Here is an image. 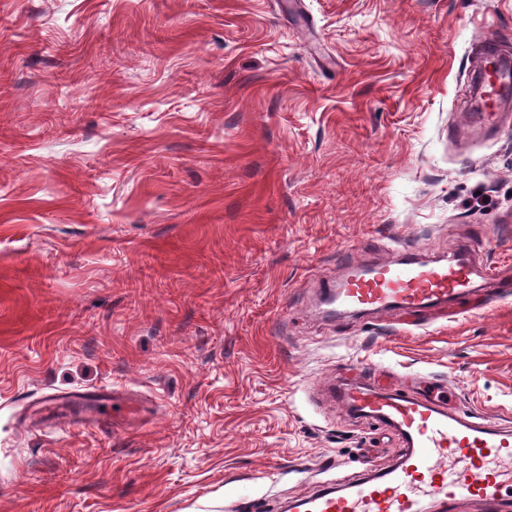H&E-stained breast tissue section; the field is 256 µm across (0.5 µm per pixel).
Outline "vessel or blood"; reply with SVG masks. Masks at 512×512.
I'll use <instances>...</instances> for the list:
<instances>
[{
  "mask_svg": "<svg viewBox=\"0 0 512 512\" xmlns=\"http://www.w3.org/2000/svg\"><path fill=\"white\" fill-rule=\"evenodd\" d=\"M509 90L512 63L503 61L483 95L492 103ZM473 275V264L458 256L431 264L407 257L350 272L328 295L339 311L391 305L422 310L465 294ZM338 397L356 415L396 431L404 449L395 463L369 470L352 483H327L297 496L293 512H426L430 507L456 512L464 501L477 503L481 512H512L511 428L448 412L434 400L361 386L343 389ZM69 401L98 427H115L129 409L128 399L112 390L101 391L92 405L80 394Z\"/></svg>",
  "mask_w": 512,
  "mask_h": 512,
  "instance_id": "vessel-or-blood-1",
  "label": "vessel or blood"
}]
</instances>
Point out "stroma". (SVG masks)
<instances>
[{"instance_id": "obj_1", "label": "stroma", "mask_w": 512, "mask_h": 512, "mask_svg": "<svg viewBox=\"0 0 512 512\" xmlns=\"http://www.w3.org/2000/svg\"><path fill=\"white\" fill-rule=\"evenodd\" d=\"M512 0H0V512H240L393 462L337 379L512 426ZM466 241L441 307L331 317L342 260ZM112 386L120 428L26 422ZM495 77L490 79L486 85L482 94L484 95L487 102L494 103L500 96L501 92L510 91L512 87V63L508 61H502L498 65Z\"/></svg>"}]
</instances>
